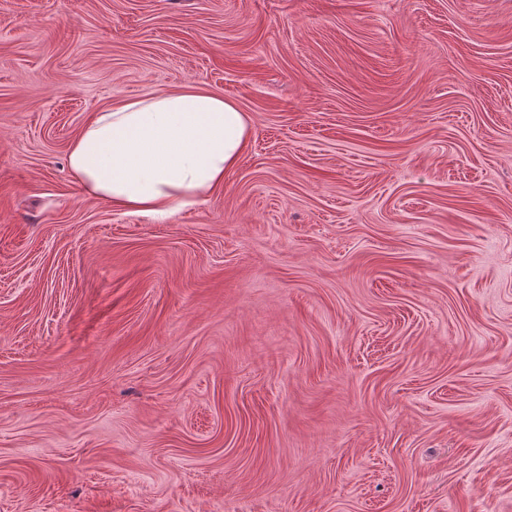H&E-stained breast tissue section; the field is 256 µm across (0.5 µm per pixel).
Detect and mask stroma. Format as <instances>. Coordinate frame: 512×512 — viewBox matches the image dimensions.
<instances>
[{
	"label": "stroma",
	"mask_w": 512,
	"mask_h": 512,
	"mask_svg": "<svg viewBox=\"0 0 512 512\" xmlns=\"http://www.w3.org/2000/svg\"><path fill=\"white\" fill-rule=\"evenodd\" d=\"M188 86L223 185L85 196ZM0 512H512V0H0ZM249 129L246 112L205 88L158 92L96 112L72 141L68 164L88 197L164 216L224 183Z\"/></svg>",
	"instance_id": "35a3bbf8"
}]
</instances>
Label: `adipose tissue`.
<instances>
[{
	"label": "adipose tissue",
	"instance_id": "1",
	"mask_svg": "<svg viewBox=\"0 0 512 512\" xmlns=\"http://www.w3.org/2000/svg\"><path fill=\"white\" fill-rule=\"evenodd\" d=\"M249 118L202 87L130 98L95 113L68 164L88 197L164 216L224 182L249 140Z\"/></svg>",
	"mask_w": 512,
	"mask_h": 512
}]
</instances>
